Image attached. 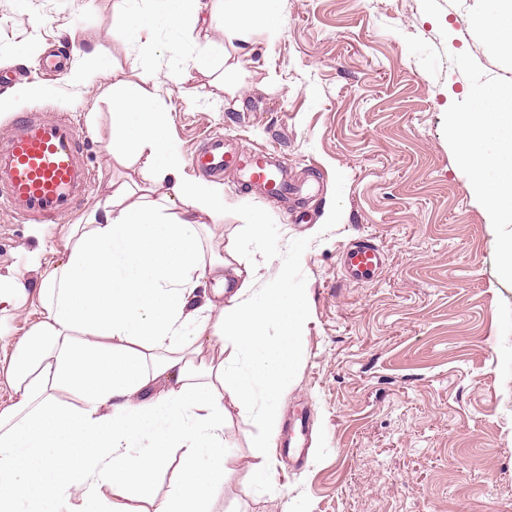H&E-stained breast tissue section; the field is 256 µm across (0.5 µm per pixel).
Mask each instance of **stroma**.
Segmentation results:
<instances>
[{"mask_svg":"<svg viewBox=\"0 0 512 512\" xmlns=\"http://www.w3.org/2000/svg\"><path fill=\"white\" fill-rule=\"evenodd\" d=\"M202 34L156 25L150 39L117 35L115 15L146 0H0V75L18 112L73 118L95 183L63 223H17L0 204V275L37 287L42 243L101 208L112 184L142 181L140 163L112 154L113 71L138 81L171 119L169 145L191 158L210 133L230 152L288 159L292 180L318 192L268 201L236 166L214 183L224 219L206 249L233 243L257 267L256 288L280 268L303 296L300 357L278 401L282 427L308 422L307 452L277 455L274 483L256 487L255 411L229 408L224 437L237 456L211 512H512V278L485 203L448 130L468 91L512 85V59L485 31L493 0H274L273 22L225 32L222 0ZM78 37L48 80L34 48ZM83 81H70L71 70ZM260 224L253 233L252 224ZM370 243L378 276L350 281L345 250Z\"/></svg>","mask_w":512,"mask_h":512,"instance_id":"1","label":"stroma"}]
</instances>
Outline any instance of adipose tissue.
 Wrapping results in <instances>:
<instances>
[{"mask_svg": "<svg viewBox=\"0 0 512 512\" xmlns=\"http://www.w3.org/2000/svg\"><path fill=\"white\" fill-rule=\"evenodd\" d=\"M206 0H148L113 27L198 26ZM112 150L131 154L170 193L127 201L116 187L102 216L70 225L37 290L39 318L8 356L11 403L0 407V512H210V494L236 465L224 440L227 406L258 410L264 435L252 446L256 483L272 476L277 401L288 388L305 324L287 271L253 300L255 268L235 246L208 257L200 236L224 217L212 183L183 177L166 138L169 115L140 85L113 76ZM473 109L448 122L467 187L498 217L502 265L512 273V88L470 92ZM499 130L498 153L481 139ZM495 172L487 181V172ZM213 293L200 297L201 285ZM272 320L278 336L264 331ZM246 360L228 373L226 362ZM143 450H135L138 441ZM179 464L164 496L153 485Z\"/></svg>", "mask_w": 512, "mask_h": 512, "instance_id": "1", "label": "adipose tissue"}]
</instances>
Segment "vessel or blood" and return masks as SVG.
<instances>
[{
  "mask_svg": "<svg viewBox=\"0 0 512 512\" xmlns=\"http://www.w3.org/2000/svg\"><path fill=\"white\" fill-rule=\"evenodd\" d=\"M193 166L212 174L240 165L244 182L258 185L269 198L298 193L288 184L286 165L270 162L267 154H252L246 161L225 152L224 137L209 136L205 148L191 159ZM93 172L83 157L80 137L70 118H45L35 112L17 115L0 139V202L29 224H57L72 212L89 191ZM347 275L367 282L383 267L379 249L349 248L343 255Z\"/></svg>",
  "mask_w": 512,
  "mask_h": 512,
  "instance_id": "1",
  "label": "vessel or blood"
}]
</instances>
